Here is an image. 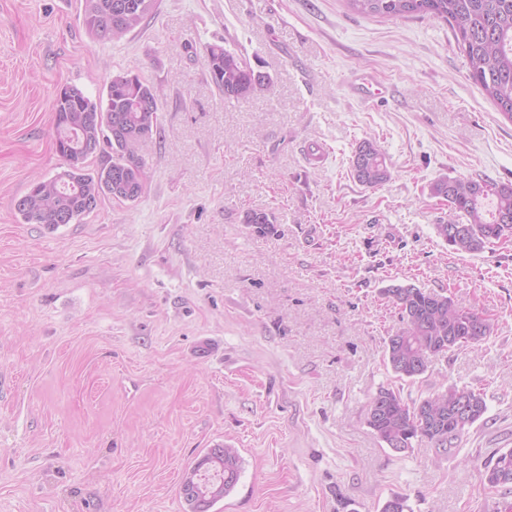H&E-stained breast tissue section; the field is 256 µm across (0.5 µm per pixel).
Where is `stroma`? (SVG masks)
<instances>
[{
	"label": "stroma",
	"instance_id": "35a3bbf8",
	"mask_svg": "<svg viewBox=\"0 0 512 512\" xmlns=\"http://www.w3.org/2000/svg\"><path fill=\"white\" fill-rule=\"evenodd\" d=\"M268 76L249 100L213 85L205 47ZM129 72L158 86L146 187L47 234L14 204L62 171L53 106ZM373 140L392 176L351 174ZM321 146L323 162L309 161ZM442 178L512 183V122L469 77L450 25L346 0H157L122 38L88 34L78 0H0V512H187L186 468L238 448L215 512H483L485 466L512 448V240L457 252ZM251 212L274 214L260 235ZM489 320L477 347L416 380L384 362L401 327L390 284ZM487 411L456 448L397 452L369 428L379 388L448 386ZM211 448H208L204 454L199 456L189 465L188 468L194 469L197 466H205L209 474L215 477L222 476L224 479V497L227 496L235 487L239 480L241 471V457L237 448H225L224 458L215 453L210 454Z\"/></svg>",
	"mask_w": 512,
	"mask_h": 512
}]
</instances>
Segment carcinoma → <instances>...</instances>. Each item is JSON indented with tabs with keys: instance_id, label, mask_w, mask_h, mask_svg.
Returning <instances> with one entry per match:
<instances>
[{
	"instance_id": "obj_1",
	"label": "carcinoma",
	"mask_w": 512,
	"mask_h": 512,
	"mask_svg": "<svg viewBox=\"0 0 512 512\" xmlns=\"http://www.w3.org/2000/svg\"><path fill=\"white\" fill-rule=\"evenodd\" d=\"M83 23L103 40L120 38L155 14L157 0H80ZM358 13L381 18L408 14L429 15L451 26L466 59L470 78L497 109L512 121V0H348ZM212 81L226 99L247 100L268 77L257 74L236 52L221 44L206 48ZM158 93L154 86L128 73L112 77L106 94L96 99L75 85L61 87L54 102L55 148L67 168L48 180L31 183L15 211L24 224L53 229L72 224L93 213L105 198L134 202L144 190L146 164L134 146L161 133ZM352 176L362 186L374 188L391 177L385 152L370 140L353 152ZM432 193L448 200L455 222L469 233L458 243L443 225L437 232L461 252H478L486 243L512 237V185L486 179H441ZM274 217L250 213L245 223L255 232H267ZM400 311L404 326L388 337L385 360L400 379L423 375L431 359L462 346L460 330L470 328L478 346L490 334L487 319L464 311L443 293L426 292L414 285L384 289ZM487 410L481 393L466 387L447 390L409 406L391 388H380L369 402L367 424L374 435L394 450L411 447L424 437L435 448L453 447ZM207 468L223 477L224 494L237 484L241 471L238 449L224 456L205 451L189 465ZM485 481L492 488L512 487V449L501 452L486 467Z\"/></svg>"
}]
</instances>
